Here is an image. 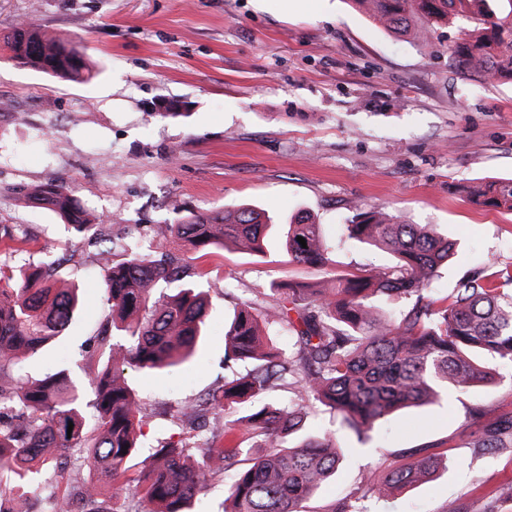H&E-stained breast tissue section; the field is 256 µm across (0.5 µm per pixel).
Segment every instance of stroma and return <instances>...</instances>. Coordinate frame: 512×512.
<instances>
[{
    "label": "stroma",
    "instance_id": "stroma-1",
    "mask_svg": "<svg viewBox=\"0 0 512 512\" xmlns=\"http://www.w3.org/2000/svg\"><path fill=\"white\" fill-rule=\"evenodd\" d=\"M76 40L93 76L63 81L20 67L0 44V266L52 258L56 278L77 281L82 304L65 336L30 360L29 377L100 357L102 300L97 248L55 213L29 206L30 189L61 180L106 234L128 232L157 253L160 224L190 212L250 204L274 225L264 254L216 249L193 261L211 290L204 339L174 370L127 371L143 410L142 459L158 443L194 432L168 411L224 383V327L244 301L269 308L273 285L318 282L334 272L390 265V255L343 235L352 202L384 205L416 224H439L461 244L432 282L444 296L464 275L512 270V215L471 205L459 185L512 177V80L488 83L457 67L452 48L469 20L442 42L416 45L353 11L345 0H0V36L28 19ZM173 103L178 115L160 117ZM307 212L336 245L334 267L290 261L284 225ZM497 383L390 415L371 430L310 409L304 434H332L343 453L334 477L308 500L331 512L367 470L385 475L416 451L448 455V471L370 512H512L495 502L512 481V447L476 448L479 428L512 416V367L481 354ZM78 452L62 476L17 495L20 512L89 481Z\"/></svg>",
    "mask_w": 512,
    "mask_h": 512
}]
</instances>
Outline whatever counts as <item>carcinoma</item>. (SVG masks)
<instances>
[{
	"mask_svg": "<svg viewBox=\"0 0 512 512\" xmlns=\"http://www.w3.org/2000/svg\"><path fill=\"white\" fill-rule=\"evenodd\" d=\"M352 6L397 36L430 44L459 17L473 26L453 53L464 73L489 79L512 78V0H351ZM15 64L64 80L90 74L78 44L48 38L38 23L14 27L3 36ZM475 204L512 214V177L476 181L462 189ZM25 201L59 215L83 234L94 218L62 181L31 189ZM344 225L348 238L392 255L382 270L344 273L327 285H280L277 306L263 314L243 304L224 331L223 387L176 408L184 425L208 428L206 443L191 448L163 443L152 461L128 474L137 455L142 407L126 381L127 367L171 370L194 356L209 310L208 292L182 282L188 266L152 258L139 241L118 238L101 251L104 299L111 320L103 329L107 362H87L82 378L95 384V425L88 428L83 392L72 371L62 368L38 379L20 377L0 385V469L14 477L13 490L25 488L48 463L68 465L77 450L95 480L53 496L49 512H103L101 496L117 501L138 496L137 512H188L187 506L220 473L245 454L251 464L238 470L226 489L224 512H305L304 503L341 463V451L327 434L306 436L285 447L299 432L308 409L320 404L353 425L370 429L395 411L432 402L443 387L469 393L494 382L471 357L484 352L512 365V272H478L461 278L443 298L431 294L438 269L456 252V242L433 224H413L385 207L352 206ZM272 218L249 205L190 212L178 224H159L157 233L176 246L206 257L215 247L263 252ZM306 240L307 247L297 241ZM284 247L291 260L309 266L334 263V245L322 225L307 213L287 224ZM52 262L0 270V374L34 358L63 335L78 304L75 285H56ZM296 312L293 321L290 312ZM288 325L297 351L279 354L260 331ZM249 361L244 373L237 365ZM292 379L298 399L267 401L277 382ZM251 402L249 414L227 420L220 413ZM246 423L253 443L234 438ZM72 433H67V430ZM512 436V416L489 425L477 448H503ZM448 462L420 455L383 479L364 476L365 492L378 499L430 480ZM331 512H364L351 493Z\"/></svg>",
	"mask_w": 512,
	"mask_h": 512,
	"instance_id": "obj_1",
	"label": "carcinoma"
}]
</instances>
